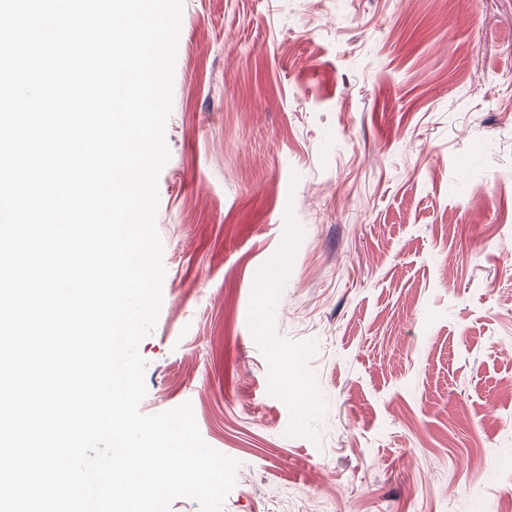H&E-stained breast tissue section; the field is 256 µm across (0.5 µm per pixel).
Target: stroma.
I'll return each instance as SVG.
<instances>
[{
	"label": "stroma",
	"mask_w": 512,
	"mask_h": 512,
	"mask_svg": "<svg viewBox=\"0 0 512 512\" xmlns=\"http://www.w3.org/2000/svg\"><path fill=\"white\" fill-rule=\"evenodd\" d=\"M138 346L223 512H512V0H183Z\"/></svg>",
	"instance_id": "35a3bbf8"
}]
</instances>
